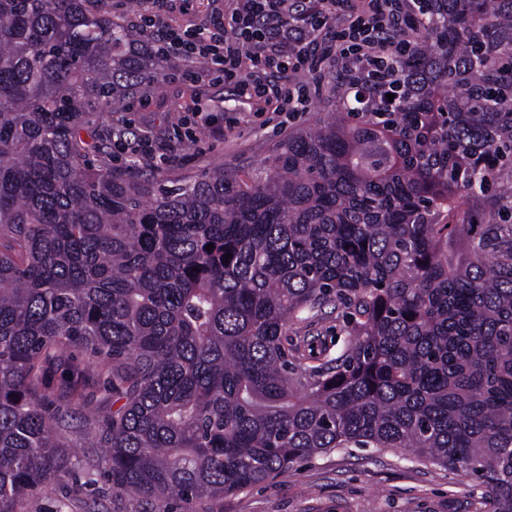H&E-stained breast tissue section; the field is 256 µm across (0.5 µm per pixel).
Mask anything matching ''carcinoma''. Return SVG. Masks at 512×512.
<instances>
[{
    "label": "carcinoma",
    "instance_id": "1",
    "mask_svg": "<svg viewBox=\"0 0 512 512\" xmlns=\"http://www.w3.org/2000/svg\"><path fill=\"white\" fill-rule=\"evenodd\" d=\"M402 67L255 170L165 188L89 159L161 62L99 0H0V512L70 473L75 350L112 369L123 512H197L398 448L512 512V0H428ZM394 94L388 101L387 94ZM212 250H205L207 244ZM232 258L225 259V254ZM336 313L342 345L306 352Z\"/></svg>",
    "mask_w": 512,
    "mask_h": 512
}]
</instances>
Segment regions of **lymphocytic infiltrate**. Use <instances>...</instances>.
<instances>
[{"label": "lymphocytic infiltrate", "mask_w": 512, "mask_h": 512, "mask_svg": "<svg viewBox=\"0 0 512 512\" xmlns=\"http://www.w3.org/2000/svg\"><path fill=\"white\" fill-rule=\"evenodd\" d=\"M426 0H235L206 29L176 28L157 9L136 25L162 41L165 61L224 64L239 96L308 111L303 76L338 67L372 81L378 65L396 63L427 21Z\"/></svg>", "instance_id": "obj_1"}]
</instances>
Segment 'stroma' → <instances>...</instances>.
<instances>
[{"label": "stroma", "mask_w": 512, "mask_h": 512, "mask_svg": "<svg viewBox=\"0 0 512 512\" xmlns=\"http://www.w3.org/2000/svg\"><path fill=\"white\" fill-rule=\"evenodd\" d=\"M233 0H182L174 22L206 28L227 12ZM165 79L141 97L128 100L112 125L127 138L148 140L164 165L133 160L113 150V164L135 165L137 172L166 181L184 173L215 168L259 166L272 148L293 130L336 109L335 97L313 96L306 112L273 116L235 95L222 80L201 82L189 72L164 64ZM210 100L214 125L193 120L198 99ZM70 477L51 481L29 504L30 512H119L104 467L87 469L84 459L99 456L79 435L71 437ZM486 492L472 480L424 463L394 449L345 448L297 463L293 469L213 503L212 512H484Z\"/></svg>", "instance_id": "35a3bbf8"}]
</instances>
